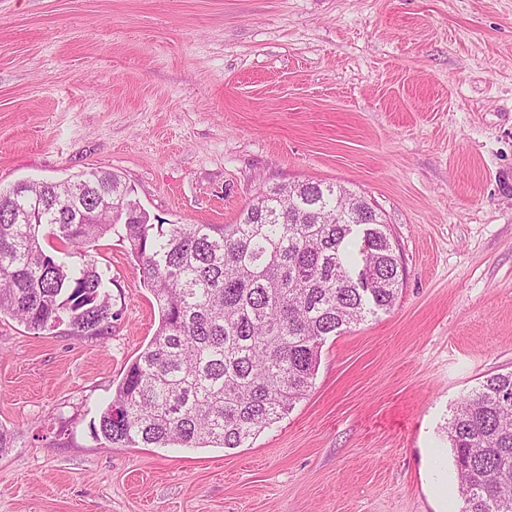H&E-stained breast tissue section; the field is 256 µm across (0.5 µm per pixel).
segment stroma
Returning <instances> with one entry per match:
<instances>
[{
  "label": "stroma",
  "instance_id": "1",
  "mask_svg": "<svg viewBox=\"0 0 512 512\" xmlns=\"http://www.w3.org/2000/svg\"><path fill=\"white\" fill-rule=\"evenodd\" d=\"M120 174L155 224L269 186L364 196L407 271L241 447L118 448L158 308L112 231V326L0 317V512H457L451 411L512 370V0H0V189Z\"/></svg>",
  "mask_w": 512,
  "mask_h": 512
}]
</instances>
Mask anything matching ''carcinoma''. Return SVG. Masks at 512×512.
<instances>
[{"instance_id": "1", "label": "carcinoma", "mask_w": 512, "mask_h": 512, "mask_svg": "<svg viewBox=\"0 0 512 512\" xmlns=\"http://www.w3.org/2000/svg\"><path fill=\"white\" fill-rule=\"evenodd\" d=\"M114 172L0 190V315L39 331L112 326L95 242L119 224L160 319L102 409L120 448H238L313 386L329 336L397 302L406 269L388 225L335 183L276 184L234 224L150 223ZM49 229L61 247H43ZM459 512H512V371L484 377L448 419Z\"/></svg>"}]
</instances>
